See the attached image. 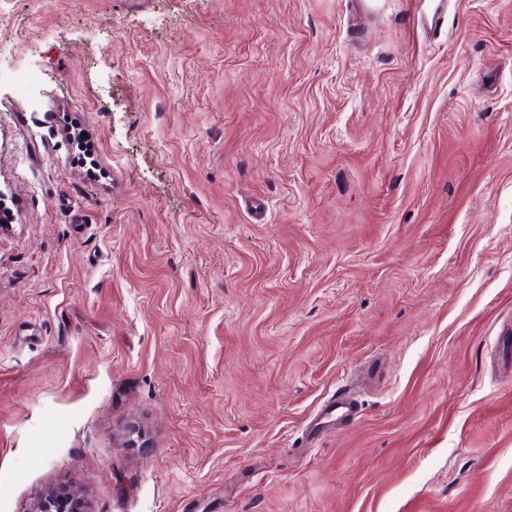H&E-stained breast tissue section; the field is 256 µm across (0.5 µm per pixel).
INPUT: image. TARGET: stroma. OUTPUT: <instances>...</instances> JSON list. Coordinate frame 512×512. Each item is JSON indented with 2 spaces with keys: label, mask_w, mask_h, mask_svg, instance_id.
<instances>
[{
  "label": "stroma",
  "mask_w": 512,
  "mask_h": 512,
  "mask_svg": "<svg viewBox=\"0 0 512 512\" xmlns=\"http://www.w3.org/2000/svg\"><path fill=\"white\" fill-rule=\"evenodd\" d=\"M355 2L0 0V512H512V0ZM31 512H88L77 489H52L45 492Z\"/></svg>",
  "instance_id": "obj_1"
}]
</instances>
